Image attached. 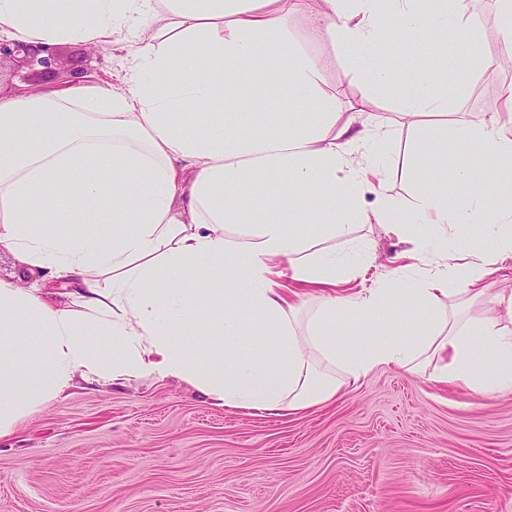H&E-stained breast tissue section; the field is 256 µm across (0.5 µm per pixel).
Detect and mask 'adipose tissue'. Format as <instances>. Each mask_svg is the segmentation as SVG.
Masks as SVG:
<instances>
[{
	"mask_svg": "<svg viewBox=\"0 0 512 512\" xmlns=\"http://www.w3.org/2000/svg\"><path fill=\"white\" fill-rule=\"evenodd\" d=\"M325 3L316 35L365 51L360 110L391 80L374 58L391 26L409 36L406 71L426 59L452 64V33L475 66L493 63L454 7ZM309 11L308 0H0V38L120 43L131 58L112 85L82 78L0 95V250L74 285L56 306L38 286L0 280V437L78 377L175 379L224 407L275 414L332 401L379 368L425 372L485 397L512 388V288L490 282L512 269V206L492 178L512 167V86L502 111L455 128L479 146L482 163L448 158L438 145L405 161L422 177L411 240L427 277L405 287L400 266L368 292H340L349 270L311 251L302 227L321 225L332 240L344 222L397 221L386 201L370 215L350 207L363 190L385 191L373 157L391 121L370 130L340 122L335 96L319 83L325 61L288 36L289 17ZM177 59L183 75L172 82ZM259 73L271 97L287 91L306 116L259 122L247 92ZM220 98L224 111H212ZM447 112V98L422 81L408 87L400 110L413 120ZM452 180L475 186V195L449 204ZM259 188L266 208L256 219L249 200ZM69 199L73 215L60 216ZM177 202L189 220L177 217ZM477 224L495 228L490 250L430 236ZM285 278L320 289L308 313ZM248 322L272 337V351L241 345Z\"/></svg>",
	"mask_w": 512,
	"mask_h": 512,
	"instance_id": "1",
	"label": "adipose tissue"
}]
</instances>
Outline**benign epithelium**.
I'll return each mask as SVG.
<instances>
[{
    "mask_svg": "<svg viewBox=\"0 0 512 512\" xmlns=\"http://www.w3.org/2000/svg\"><path fill=\"white\" fill-rule=\"evenodd\" d=\"M6 65L10 66L11 74L19 76L25 83L34 74L62 82L70 78L80 79L85 74L84 70L76 68L59 71L57 53L52 46L34 48L0 38V69Z\"/></svg>",
    "mask_w": 512,
    "mask_h": 512,
    "instance_id": "benign-epithelium-1",
    "label": "benign epithelium"
}]
</instances>
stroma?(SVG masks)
<instances>
[{
    "instance_id": "1",
    "label": "stroma",
    "mask_w": 512,
    "mask_h": 512,
    "mask_svg": "<svg viewBox=\"0 0 512 512\" xmlns=\"http://www.w3.org/2000/svg\"><path fill=\"white\" fill-rule=\"evenodd\" d=\"M461 10L488 56L502 44L490 0ZM293 40L329 59L324 89L349 117L362 97L361 50L316 37L305 17ZM62 68L115 82L125 51L56 46ZM448 97L447 118L411 126L399 118L414 78ZM512 64L492 69L423 65L397 72L362 122L393 118L384 153L386 193L404 206L416 191L403 160L429 146V131L498 111ZM367 244L352 256L349 242ZM337 258H351V288H371L408 264L406 235L383 224H349ZM0 512H512V391L493 397L451 390L426 376L380 368L337 397L295 415L248 414L215 404L177 380L99 386L75 380L61 397L0 437Z\"/></svg>"
}]
</instances>
